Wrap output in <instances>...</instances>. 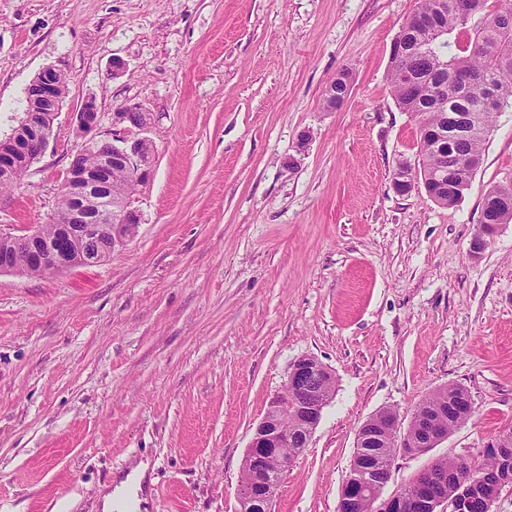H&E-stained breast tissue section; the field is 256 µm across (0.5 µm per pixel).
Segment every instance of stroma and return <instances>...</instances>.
<instances>
[{
    "instance_id": "stroma-1",
    "label": "stroma",
    "mask_w": 512,
    "mask_h": 512,
    "mask_svg": "<svg viewBox=\"0 0 512 512\" xmlns=\"http://www.w3.org/2000/svg\"><path fill=\"white\" fill-rule=\"evenodd\" d=\"M415 6L0 0V137L38 71L68 79L46 153L0 192V225L51 221L85 100L104 132L129 101L155 117L135 236L100 266L0 273V512H100L141 461L148 512H238L253 431L303 355L330 367L334 395L275 512H337L360 424L387 408L409 421L448 385L472 415L397 457L386 495L512 429V223L469 252L486 192L512 180V105L456 206L396 192L419 145L390 50ZM344 69L348 99L327 109Z\"/></svg>"
}]
</instances>
